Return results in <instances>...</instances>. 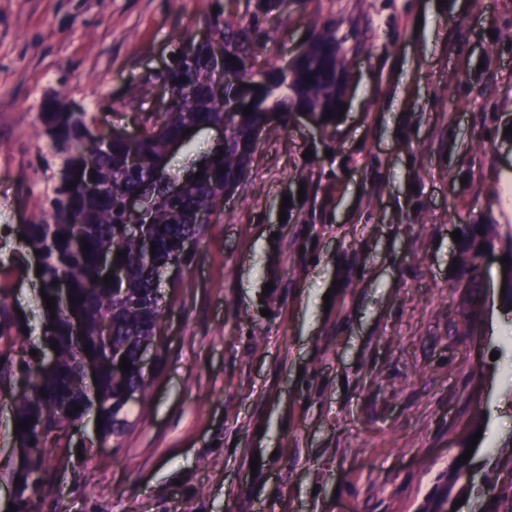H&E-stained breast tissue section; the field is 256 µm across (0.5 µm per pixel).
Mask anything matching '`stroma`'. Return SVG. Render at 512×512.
<instances>
[{
  "label": "stroma",
  "mask_w": 512,
  "mask_h": 512,
  "mask_svg": "<svg viewBox=\"0 0 512 512\" xmlns=\"http://www.w3.org/2000/svg\"><path fill=\"white\" fill-rule=\"evenodd\" d=\"M214 3L0 0V291L33 334L9 229L44 219L60 169L38 112L60 97L132 131L173 35L199 37ZM316 24L356 47L344 115L262 136L183 270L127 433L51 454L37 512H416L463 427L482 432L475 487L505 479L512 310L457 331L452 233L512 224V0H286L258 63ZM13 392L0 378V512Z\"/></svg>",
  "instance_id": "stroma-1"
}]
</instances>
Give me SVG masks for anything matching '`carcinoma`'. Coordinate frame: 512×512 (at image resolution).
Instances as JSON below:
<instances>
[{"label": "carcinoma", "mask_w": 512, "mask_h": 512, "mask_svg": "<svg viewBox=\"0 0 512 512\" xmlns=\"http://www.w3.org/2000/svg\"><path fill=\"white\" fill-rule=\"evenodd\" d=\"M273 7L274 0H255L254 12L246 23L225 14L221 6L207 15L202 25L209 26L224 43V55L218 61L207 46L193 38L177 37L176 57L157 76L170 89L171 104L165 112H150L142 118L136 164L130 162L129 144L98 127L89 113L61 103H51L39 113L63 166L49 198V219L40 224H19L12 231L42 256L39 278L43 292L55 298V310L47 309L42 301L39 318L42 325L52 327L44 347L56 342V371L51 376L41 375L39 355L23 357L17 363L0 360L1 373H12L22 381L14 400V420L26 422L27 427L15 432L16 440L28 448L13 472L18 480L16 512H31L27 492L44 480L47 449L72 447V429L87 416L100 419L98 436L103 440H118L126 433V407L133 395H144L148 387L137 369L138 350L154 336L169 304L158 290V271L190 262L182 243L200 240L207 229L200 217L220 213L225 192L246 179L257 146L254 134H268L274 129L269 114L278 113L283 126L294 109L305 106L329 114L322 126L335 122L336 73L348 71L351 65L347 38L338 36L336 28L328 24L313 31L306 67L286 71L258 67L251 48L260 34L261 16ZM221 67L241 70L252 79L255 89L250 101H242L233 87L224 88L222 101L214 100L212 82ZM247 106L252 110L248 115L243 112ZM216 125L224 126L222 152L212 150L203 155L202 175L187 181L179 195L166 198L164 178L180 175V171L167 167L169 141L186 126L199 134ZM158 161L165 164L161 175L155 168ZM138 193L160 199L149 223L141 228L156 244L151 265L141 257L139 238L126 232L131 218L125 202ZM459 230L461 264L456 287L471 306L463 313L468 333L489 279L481 264L487 252L509 259L499 285L505 286L502 302L512 307V225L461 224ZM83 241L87 242L86 250L81 247ZM119 251L123 253L120 258ZM105 256L124 270L122 280L102 283ZM5 300L0 297V339L13 345L27 336L24 329L28 325L4 319ZM74 313L81 319L77 330L71 321ZM105 324L111 328L107 342L101 338ZM87 345L88 351L84 350ZM82 355L100 360L91 383L79 370ZM122 357L131 364L127 373L112 366ZM41 390L46 395H39ZM76 407L80 411H74ZM470 438L469 432L455 435L456 453L448 468L437 475L433 492L417 512H452L453 502L471 489V463L459 462ZM488 494L483 512H512V480L490 487Z\"/></svg>", "instance_id": "carcinoma-1"}]
</instances>
